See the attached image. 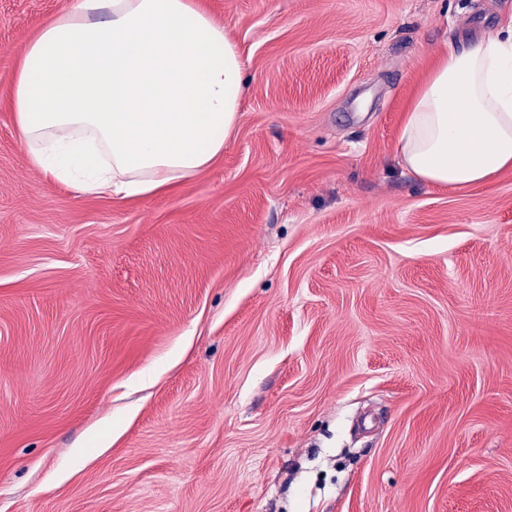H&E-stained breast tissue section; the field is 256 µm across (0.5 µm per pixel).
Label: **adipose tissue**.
Wrapping results in <instances>:
<instances>
[{
    "mask_svg": "<svg viewBox=\"0 0 512 512\" xmlns=\"http://www.w3.org/2000/svg\"><path fill=\"white\" fill-rule=\"evenodd\" d=\"M248 89L236 43L194 0H74L27 45L10 110L34 166L78 193L127 198L210 165ZM397 155L455 190L512 168V21L441 56Z\"/></svg>",
    "mask_w": 512,
    "mask_h": 512,
    "instance_id": "1",
    "label": "adipose tissue"
}]
</instances>
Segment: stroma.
Returning <instances> with one entry per match:
<instances>
[{
  "instance_id": "1",
  "label": "stroma",
  "mask_w": 512,
  "mask_h": 512,
  "mask_svg": "<svg viewBox=\"0 0 512 512\" xmlns=\"http://www.w3.org/2000/svg\"><path fill=\"white\" fill-rule=\"evenodd\" d=\"M72 4L0 0V512H512V170L396 152L512 0H199L250 93L126 199L33 167L4 106Z\"/></svg>"
}]
</instances>
